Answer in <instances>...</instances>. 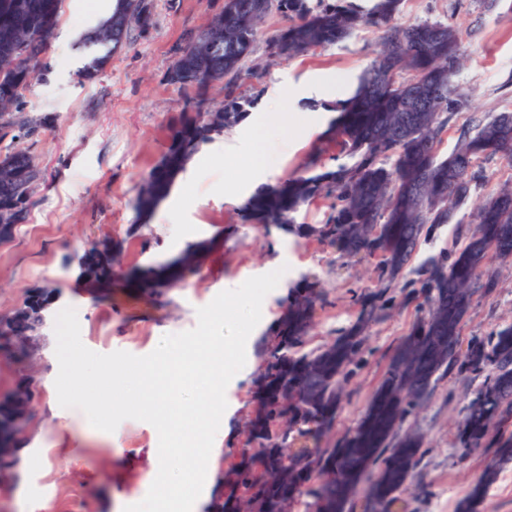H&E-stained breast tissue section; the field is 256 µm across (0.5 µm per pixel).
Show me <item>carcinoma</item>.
<instances>
[{"mask_svg":"<svg viewBox=\"0 0 512 512\" xmlns=\"http://www.w3.org/2000/svg\"><path fill=\"white\" fill-rule=\"evenodd\" d=\"M62 0H0V113L11 115V130L0 132V225L22 224L36 204L24 200L13 185L31 182L28 149L19 142L43 126L39 116L19 110L37 78L41 58L56 36ZM112 12L80 33L78 43L92 50L87 79H95L112 54L136 31L152 23L151 0H112ZM403 0H374L365 9L354 0H232L212 21L206 39L191 33L168 70V82L199 97L169 129L160 162L138 191L134 208L149 216L168 196L175 179L209 141L202 122V91L224 83V106L216 110L213 131L220 134L243 117V102L234 95L246 60L254 52L259 25L272 11L288 25L267 39L270 57L289 60L326 48L363 28L381 32V50L359 79L351 98L338 105L339 115L327 142L349 162L328 168L324 149L306 159L304 172L272 187L258 189L242 207V218L264 227L282 224L285 231L316 239L349 259H377L380 289L361 305L355 324L316 347H309L320 280L308 288H290L287 314L276 324L275 340L263 338L254 417L248 422L245 451L231 463L229 486L215 512H393L400 496L422 483V440L403 431L411 412L448 373H490L466 409L456 443L463 451L494 448L512 459V324L492 337L474 339L460 354V333L473 302L474 289L497 287L486 269L489 254L512 258V186L505 185L478 208L477 231L465 245L433 257L419 278L404 283L420 315L393 350L382 380L358 425L332 438L343 383L364 343L369 323L386 315L393 297L387 290L411 263L422 235L443 224H463L459 210L483 178L480 162L497 156L512 162V112H499L463 132L456 150L437 155L441 135L463 100L453 97L461 56L457 30L442 22L394 23ZM24 46L31 67L16 62ZM331 198L323 224H298L301 207ZM212 242L179 253L168 266H131L123 281L150 294H163L206 264ZM45 300L52 291L34 289L14 310L19 336L38 342L41 322L27 313L32 295ZM26 409L7 393L0 398V421L23 418ZM497 470L488 469L457 512H477Z\"/></svg>","mask_w":512,"mask_h":512,"instance_id":"carcinoma-1","label":"carcinoma"}]
</instances>
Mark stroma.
Returning a JSON list of instances; mask_svg holds the SVG:
<instances>
[{
	"label": "stroma",
	"mask_w": 512,
	"mask_h": 512,
	"mask_svg": "<svg viewBox=\"0 0 512 512\" xmlns=\"http://www.w3.org/2000/svg\"><path fill=\"white\" fill-rule=\"evenodd\" d=\"M83 0H63L57 37L43 57L41 75L25 95V109L48 122L26 140L44 171L36 205L18 225L10 243L0 246V315L19 307L36 288L54 290L49 316L64 307L77 311L81 340L90 350L109 354L151 353L159 337L193 329L197 310L223 291L228 279L250 277L284 268L278 286L262 306V319L246 344L242 378L228 386V430L213 458L222 471L242 450L243 429L252 415V391L259 372L262 337L282 315L283 298L302 277L320 278L326 303L316 312L314 344L349 327L360 310L359 298L378 286L370 260L347 262L337 251L315 240H300L277 228L262 230L243 223L240 203L252 189L245 183L250 167L249 143L256 130L242 121L223 137L204 144L177 177L168 197L146 217L136 235L137 189L167 147L168 125L187 108V94L167 80L175 49L188 34L206 26L224 10V0H153V25L135 33L115 54L103 74L86 81L88 51L78 36L94 22L82 10ZM441 21L461 38L462 64L455 78L465 105L442 136L440 154H448L464 130L477 119L512 111V0H404L396 21ZM380 49L379 34L364 28L335 46L289 59L273 60L266 45L257 43L242 70L237 96L250 110L288 112L287 125L264 129L270 166L262 182L275 185L301 173L312 148L337 116L335 102L350 98L362 73ZM336 79V100L284 98V91ZM483 180L473 188L465 216L479 203L512 181V164L492 157L482 163ZM474 225L446 224L422 239L402 280L414 279L413 269L443 251L460 248ZM123 243L125 263L151 267L172 260L183 248L218 239L219 246L199 274L165 291L161 297L122 286L98 290L88 286L79 259L95 239ZM497 280L493 293L476 291L462 326L463 341L486 339L512 324V260L493 259ZM419 315L416 305L395 306L367 330L362 352L344 386L335 435L353 429L362 418L388 359ZM53 327H46L25 363L0 361V394L18 381L31 384L37 397L31 405L15 483L0 485V512H112L117 500L136 501L147 494L155 472L151 453L158 433L149 423L127 419L121 424L119 449L105 445L87 431L78 410L54 415V380L58 361ZM483 382L479 376H444L432 394L408 417L405 429L423 438V483L410 486L394 512H456L471 487L493 463L487 448L461 454L456 436L465 408Z\"/></svg>",
	"instance_id": "stroma-1"
}]
</instances>
